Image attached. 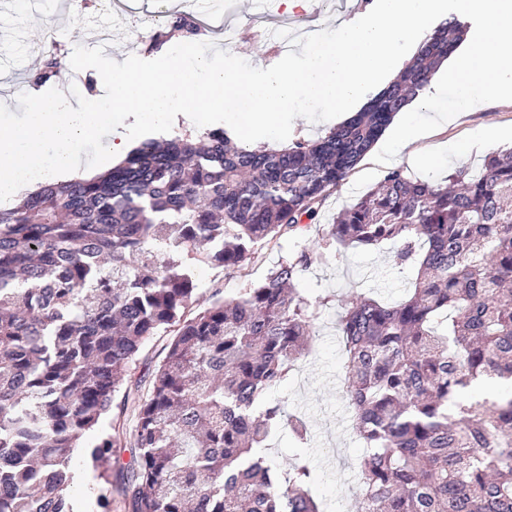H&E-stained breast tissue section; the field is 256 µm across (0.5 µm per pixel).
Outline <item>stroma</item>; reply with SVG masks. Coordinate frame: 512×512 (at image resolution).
Returning a JSON list of instances; mask_svg holds the SVG:
<instances>
[{
	"mask_svg": "<svg viewBox=\"0 0 512 512\" xmlns=\"http://www.w3.org/2000/svg\"><path fill=\"white\" fill-rule=\"evenodd\" d=\"M223 10L239 26L236 44L257 66L266 68L282 59L269 41L253 36L250 23L255 14H263L272 33L294 27L297 19L308 18L312 27L321 29L336 23H350L361 16L349 0H324L320 9L306 8L295 15L277 12L272 6L255 11L252 0H223ZM184 0H140L133 14L119 16L107 10L75 12L70 0H0V99L10 102L28 91L31 75L42 54L43 33L53 28L66 49L92 46L94 29H106L108 36H124L122 45H109L105 56L115 58L137 55L147 58L143 41L138 40L142 20L151 12L182 10ZM480 126L497 128L502 137L486 145H472L473 131ZM467 147L466 155L443 162L434 156L448 143ZM512 148V103L489 102L444 122L435 131L409 145L390 165H379L373 154H366L346 182L332 192L318 218L302 233L288 234L264 244L254 258L240 268L196 265L200 304H207L215 289L225 295L243 294L281 261L297 256L311 241L321 238L327 224L354 198L380 183L389 169H399L413 179L442 181L457 167L481 163L485 156ZM300 285L313 296L324 298L314 322V336L308 353L299 359L280 385L271 389L267 400L281 403L288 414L301 417L309 428L306 443L295 441L288 426H281L271 438L268 459L280 465L296 455L313 460L312 489L326 512H356L359 478L354 464L361 444L351 427L348 400L344 394V356L336 331V320L346 301L356 293L379 292L399 298L404 277L394 261V249L385 245L361 249H329L325 261L304 269Z\"/></svg>",
	"mask_w": 512,
	"mask_h": 512,
	"instance_id": "obj_1",
	"label": "stroma"
}]
</instances>
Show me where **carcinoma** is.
Returning <instances> with one entry per match:
<instances>
[{
    "mask_svg": "<svg viewBox=\"0 0 512 512\" xmlns=\"http://www.w3.org/2000/svg\"><path fill=\"white\" fill-rule=\"evenodd\" d=\"M464 33L443 22L317 138L250 148L222 128L185 129L0 208V512H75L76 450L101 481L96 512H112L121 442L104 421L146 343L168 331L146 396L124 393L135 431L117 487L126 512H323L307 458L269 464L284 410L263 400L308 350L324 299L296 283L333 244H392L412 272L406 299L360 294L338 321L365 445L358 512H512V393L457 402L480 377L512 380V149L439 183L389 172L297 258L186 315L191 261L241 267L305 230ZM199 35L179 13L146 50ZM65 56L42 58L34 83L57 77Z\"/></svg>",
    "mask_w": 512,
    "mask_h": 512,
    "instance_id": "obj_1",
    "label": "carcinoma"
}]
</instances>
